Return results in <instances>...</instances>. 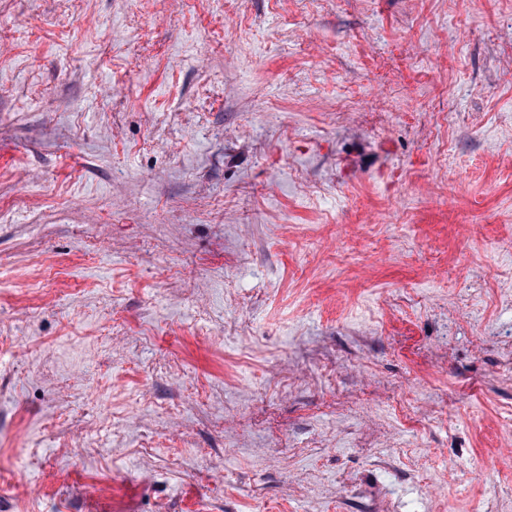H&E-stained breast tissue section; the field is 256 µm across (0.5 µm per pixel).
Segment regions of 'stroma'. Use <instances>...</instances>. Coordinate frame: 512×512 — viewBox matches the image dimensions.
<instances>
[{
	"instance_id": "stroma-1",
	"label": "stroma",
	"mask_w": 512,
	"mask_h": 512,
	"mask_svg": "<svg viewBox=\"0 0 512 512\" xmlns=\"http://www.w3.org/2000/svg\"><path fill=\"white\" fill-rule=\"evenodd\" d=\"M0 512H512V0H0Z\"/></svg>"
}]
</instances>
